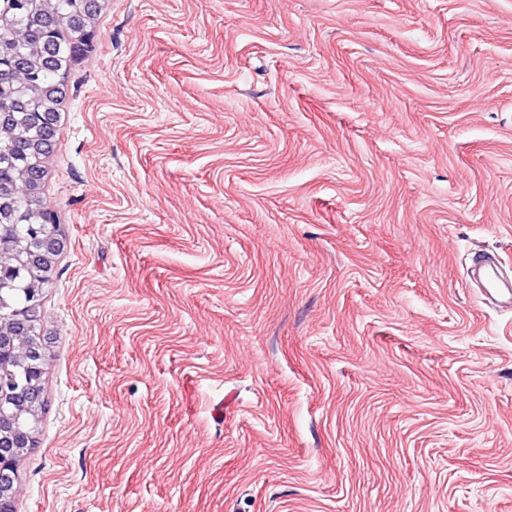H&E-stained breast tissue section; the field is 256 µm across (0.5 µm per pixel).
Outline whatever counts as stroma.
<instances>
[{
  "label": "stroma",
  "mask_w": 512,
  "mask_h": 512,
  "mask_svg": "<svg viewBox=\"0 0 512 512\" xmlns=\"http://www.w3.org/2000/svg\"><path fill=\"white\" fill-rule=\"evenodd\" d=\"M18 512H512V0H104ZM499 271L505 272L495 256L481 249L471 253L468 266L470 283L480 288L485 301L511 310L512 281L504 283Z\"/></svg>",
  "instance_id": "stroma-1"
}]
</instances>
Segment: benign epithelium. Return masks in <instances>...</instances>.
Segmentation results:
<instances>
[{"instance_id":"obj_1","label":"benign epithelium","mask_w":512,"mask_h":512,"mask_svg":"<svg viewBox=\"0 0 512 512\" xmlns=\"http://www.w3.org/2000/svg\"><path fill=\"white\" fill-rule=\"evenodd\" d=\"M41 244L42 240L38 239L35 242L37 249H27V262L41 271V278L49 281L52 279L58 257L65 250L66 240L61 234L54 233L49 244L42 249L39 248ZM41 305L40 296L32 293L28 304L11 313L13 335L0 336V512H17V460L24 449L33 448L37 443L36 434L15 425V418L21 412L35 413L32 396L39 390L45 373L48 338L43 336L37 345H30L18 353V356L26 358V391L22 394L16 389V374L8 369L10 353L5 349V345L14 339L24 342V329L36 316Z\"/></svg>"}]
</instances>
